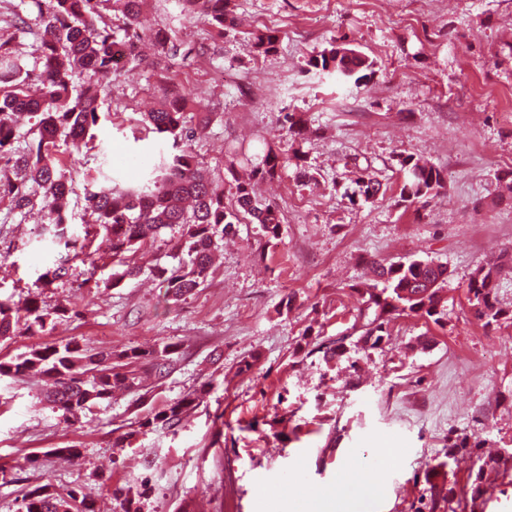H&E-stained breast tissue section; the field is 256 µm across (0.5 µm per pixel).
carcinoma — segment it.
<instances>
[{
	"mask_svg": "<svg viewBox=\"0 0 512 512\" xmlns=\"http://www.w3.org/2000/svg\"><path fill=\"white\" fill-rule=\"evenodd\" d=\"M47 2L41 11L42 29L39 51L43 69L28 68L24 58L9 40L0 41V159L12 165L15 180L0 183V199L10 209L23 211L41 204L45 212L42 235L54 244L80 251L91 257L89 232L69 230L67 197L70 185L61 171L56 154L57 142H69L79 149L88 144L91 128L97 126L104 103L102 94L112 91L113 49L125 52L124 66L132 72L152 68L163 80L167 61L179 55L182 42L173 32H148L141 27V0H35L37 6ZM188 14L203 20L216 36L224 34L227 23L226 0H182ZM120 13L115 25L109 11ZM279 42L277 31L266 29L254 36V49L259 55L273 52ZM310 66L355 81L373 74L374 62L353 48L332 47L309 61ZM85 75L78 83L75 77ZM192 92L183 89L167 95L160 107L144 117L145 127L157 137L178 146L204 131L209 118L191 124L189 116ZM27 112L35 119L29 130L30 142L22 151L17 141L14 117ZM407 177L401 198L415 202L437 194L443 187V176L433 166L422 164L407 155L399 160ZM284 166L279 154L269 148L253 165L259 179H272ZM358 194L364 200L385 195L382 183L367 173L356 181ZM86 208L95 215V224L112 238V263L117 271L111 286L117 287L127 277L139 275L143 268L136 253L155 242L167 229H178L175 244L177 264L155 265L150 272L166 288L165 296L178 301L207 280L212 258L224 243V236L239 223L240 215H249L261 224L266 234L278 238L281 231L279 210L261 201L254 185L239 181L235 201L224 204V185L216 181L186 147L169 158H161L153 168L148 185L122 186L108 178L103 183L92 181L85 188ZM376 283L356 292L366 309L360 311L353 330L357 342L378 349L384 342L386 325L395 315H416L441 322L447 316L444 285L448 279L445 266L414 260L409 263H373ZM505 265L477 269L467 283V300L474 316L484 325H500L511 320L497 305L496 279ZM434 280L437 287L430 292L422 282ZM68 309L54 312L40 306L30 297L19 305L0 302V340L22 330L43 331L53 316L63 317ZM177 346L164 344L150 352L131 347L119 354L110 351L91 352L79 344L45 345L21 354L10 361H0V377H11L22 371H36L51 382L49 402L61 412L67 423L78 421L94 405L112 399V393L123 390L130 394L144 389L140 375L143 366L162 378L173 368ZM318 352L327 363L340 360L346 353L345 339H330L319 345ZM207 385L180 399L153 410L134 421L139 429L157 428L173 431L183 417L203 403ZM19 512H94L87 496L72 488L57 492L47 485L27 490L21 497Z\"/></svg>",
	"mask_w": 512,
	"mask_h": 512,
	"instance_id": "obj_1",
	"label": "carcinoma"
}]
</instances>
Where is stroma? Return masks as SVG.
<instances>
[{"label":"stroma","mask_w":512,"mask_h":512,"mask_svg":"<svg viewBox=\"0 0 512 512\" xmlns=\"http://www.w3.org/2000/svg\"><path fill=\"white\" fill-rule=\"evenodd\" d=\"M23 10L30 29L18 37L0 6V38L37 69L39 11L30 2ZM228 17L220 38L180 0H149L141 17L207 47L169 67L195 89L193 113L210 117L194 152L223 180L228 204L233 172L268 146L285 158L305 151L313 177L291 165L259 183L281 213L279 237L235 225L207 280L175 303L147 271L109 287L112 244L101 234L95 283L77 259L72 275L43 280L60 253L35 235L42 213L0 203V302L35 294L47 310L76 312L47 332L0 340V360L48 343L115 352L175 343L174 370L147 380L152 407L209 386L177 432L143 429L117 448L137 413L132 395L71 425L40 377L1 378L0 512H18L23 493L44 484L81 489L98 512H121L119 488L139 494L141 512H304L305 499L343 492L354 465L379 472L378 512H430L425 473L457 435L476 447L444 476L462 497L455 512H512V458L485 466L512 448V323L485 327L466 299L477 268L512 257V0H231ZM265 28L279 43L260 56L252 34ZM334 45L374 60L372 78L357 85L310 66ZM166 91L150 69L117 77L92 147H59L76 226L93 222L88 182L105 173L141 183L148 172L135 156L171 150L141 125ZM292 117L305 139L289 133ZM402 155L443 173L437 196L402 200ZM360 171L386 186L383 199L355 196ZM373 260L446 266L444 325L397 317L384 349L352 345L334 365L299 353L302 339L351 334ZM422 336L428 349L416 346ZM253 353L252 371L239 373ZM72 446L78 457H56Z\"/></svg>","instance_id":"stroma-1"}]
</instances>
